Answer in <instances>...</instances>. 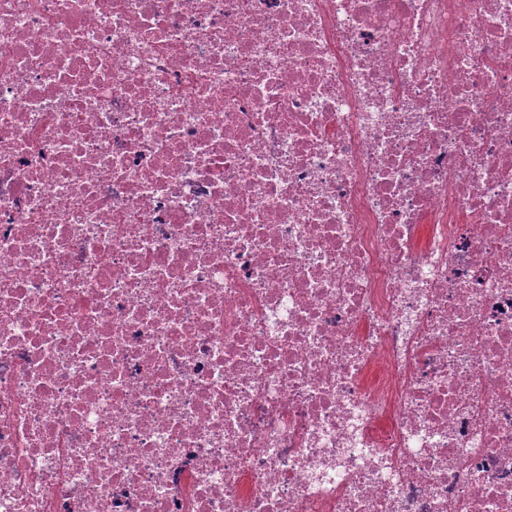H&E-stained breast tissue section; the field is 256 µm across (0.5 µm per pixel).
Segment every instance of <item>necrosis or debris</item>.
<instances>
[{
    "label": "necrosis or debris",
    "instance_id": "1",
    "mask_svg": "<svg viewBox=\"0 0 512 512\" xmlns=\"http://www.w3.org/2000/svg\"><path fill=\"white\" fill-rule=\"evenodd\" d=\"M0 512H512V0H0Z\"/></svg>",
    "mask_w": 512,
    "mask_h": 512
}]
</instances>
